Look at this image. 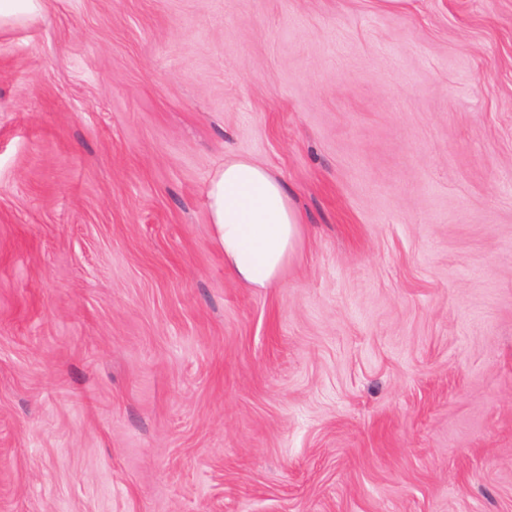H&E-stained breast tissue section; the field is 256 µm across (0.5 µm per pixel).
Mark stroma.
<instances>
[{
  "instance_id": "obj_1",
  "label": "stroma",
  "mask_w": 512,
  "mask_h": 512,
  "mask_svg": "<svg viewBox=\"0 0 512 512\" xmlns=\"http://www.w3.org/2000/svg\"><path fill=\"white\" fill-rule=\"evenodd\" d=\"M229 157L306 224L276 287ZM0 512H512V0L0 29ZM206 194L212 236L237 281L258 289L278 283L305 232L283 183L250 159L229 158Z\"/></svg>"
}]
</instances>
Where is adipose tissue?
Segmentation results:
<instances>
[{"label": "adipose tissue", "mask_w": 512, "mask_h": 512, "mask_svg": "<svg viewBox=\"0 0 512 512\" xmlns=\"http://www.w3.org/2000/svg\"><path fill=\"white\" fill-rule=\"evenodd\" d=\"M211 233L237 281L265 289L279 282L305 225L283 183L245 158L226 159L207 186Z\"/></svg>", "instance_id": "obj_1"}]
</instances>
